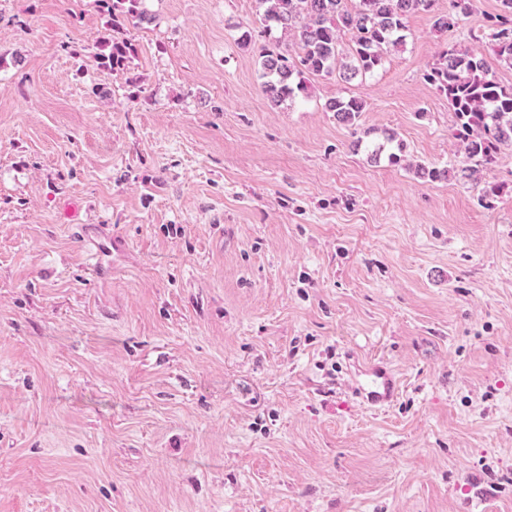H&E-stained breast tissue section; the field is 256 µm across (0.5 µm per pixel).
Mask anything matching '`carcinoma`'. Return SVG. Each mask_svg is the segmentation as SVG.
Here are the masks:
<instances>
[{
    "label": "carcinoma",
    "instance_id": "carcinoma-1",
    "mask_svg": "<svg viewBox=\"0 0 512 512\" xmlns=\"http://www.w3.org/2000/svg\"><path fill=\"white\" fill-rule=\"evenodd\" d=\"M118 18L131 16L151 21L143 0H97ZM263 10L264 34L275 27L294 36L297 51H279L261 46L260 64L265 78L263 91L279 105L306 91L304 74L330 76L337 72L346 80L379 69L389 49L405 44L406 20L412 13L430 11L436 0H256ZM472 8L471 0H448V13L437 16L434 26L446 32ZM486 28L492 52L501 64L512 68V0H501L499 12L490 15ZM350 35L343 48L339 34ZM134 53L133 45L116 37L98 43V59L107 70L121 69ZM425 79L448 99L454 114L453 135L465 146L472 165L462 168L467 178L488 174L505 145H512V86H503L492 75L486 58L460 44L445 49L439 63ZM336 121L354 127L364 111L356 98H336L327 104Z\"/></svg>",
    "mask_w": 512,
    "mask_h": 512
}]
</instances>
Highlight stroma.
Instances as JSON below:
<instances>
[{"instance_id": "1", "label": "stroma", "mask_w": 512, "mask_h": 512, "mask_svg": "<svg viewBox=\"0 0 512 512\" xmlns=\"http://www.w3.org/2000/svg\"><path fill=\"white\" fill-rule=\"evenodd\" d=\"M146 6L110 71L96 0H0V512H512V146L458 175L425 79L458 43L512 85L500 0L277 106L256 0ZM73 199L127 244L102 272ZM499 12L486 20L492 52L501 64L512 68V0H500ZM101 66L107 70L121 69L134 53L133 45L116 37L104 38L97 46ZM327 109L334 112L336 121L348 127H355L364 110L362 101L356 98H336L327 104ZM364 378L357 391L372 405L391 403L398 390V382L393 370L384 363L369 362L364 369Z\"/></svg>"}]
</instances>
